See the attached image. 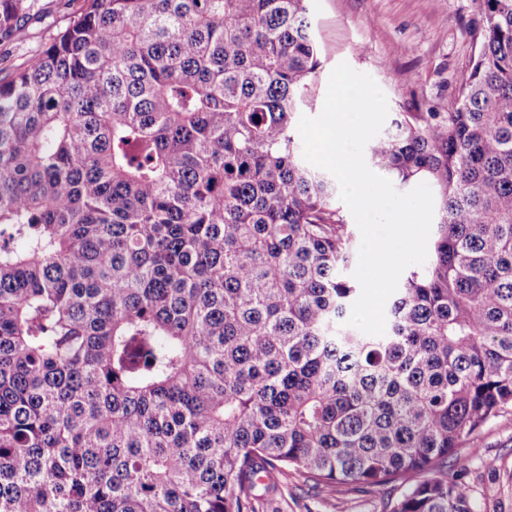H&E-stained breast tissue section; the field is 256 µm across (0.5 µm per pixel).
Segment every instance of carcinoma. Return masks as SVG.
I'll use <instances>...</instances> for the list:
<instances>
[{"instance_id": "1", "label": "carcinoma", "mask_w": 512, "mask_h": 512, "mask_svg": "<svg viewBox=\"0 0 512 512\" xmlns=\"http://www.w3.org/2000/svg\"><path fill=\"white\" fill-rule=\"evenodd\" d=\"M308 0H83L0 76V512H263L257 478L488 512L460 441L512 409V0L446 112L368 149L437 194L380 336L291 127ZM33 0H0V42Z\"/></svg>"}]
</instances>
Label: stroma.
<instances>
[{"mask_svg": "<svg viewBox=\"0 0 512 512\" xmlns=\"http://www.w3.org/2000/svg\"><path fill=\"white\" fill-rule=\"evenodd\" d=\"M308 6L321 67L302 114H320L330 73L342 62L376 81L389 119L418 107L444 112L455 103L478 35L477 0H309ZM79 7L78 0H38L5 46L10 63L49 42ZM459 461L470 466L477 490L490 467L512 468V412L465 439ZM255 492L265 512H389L379 493L320 489L293 470L259 480Z\"/></svg>", "mask_w": 512, "mask_h": 512, "instance_id": "stroma-1", "label": "stroma"}]
</instances>
